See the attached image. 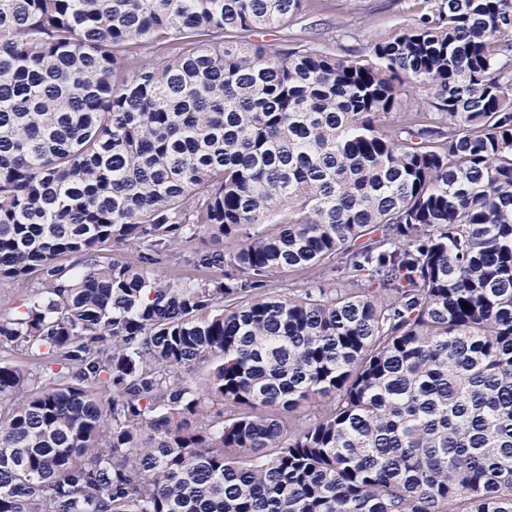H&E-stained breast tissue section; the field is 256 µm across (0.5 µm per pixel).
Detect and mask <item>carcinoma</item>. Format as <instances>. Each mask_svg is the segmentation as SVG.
<instances>
[{
	"label": "carcinoma",
	"mask_w": 512,
	"mask_h": 512,
	"mask_svg": "<svg viewBox=\"0 0 512 512\" xmlns=\"http://www.w3.org/2000/svg\"><path fill=\"white\" fill-rule=\"evenodd\" d=\"M404 2L0 0V512H512V0ZM335 6L333 7L331 13L327 16H324L325 21L336 29H344L352 27L354 20V15L352 13L353 4L357 2H353L354 0H335ZM370 11H373L368 23L362 25L358 32L360 44H366L371 39L387 34L396 27L407 23L411 15L404 9V3H395L392 0H365ZM151 270L161 279L224 281V271L197 267L192 246L184 242L172 244ZM333 278L331 276H319L314 273L305 272H288L278 273L270 278L271 288L269 292H275L276 294L288 296L289 293H301L308 288H312L319 281L324 283L332 282L325 281V279ZM32 286H37V284L0 283V309L8 315L23 311L24 304L27 303L29 288Z\"/></svg>",
	"instance_id": "cac0c4a2"
}]
</instances>
